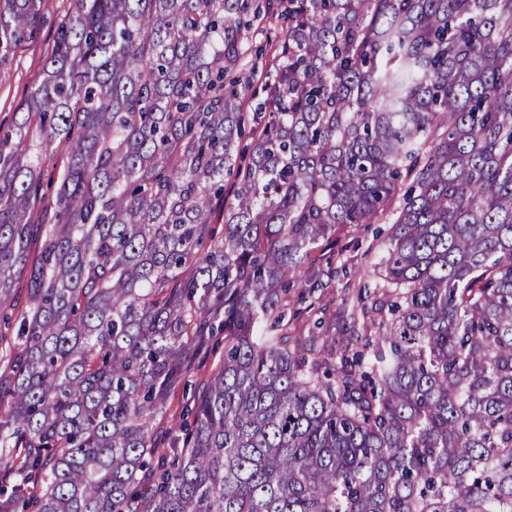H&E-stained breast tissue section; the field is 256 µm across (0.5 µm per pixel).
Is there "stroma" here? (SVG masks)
I'll list each match as a JSON object with an SVG mask.
<instances>
[{
    "mask_svg": "<svg viewBox=\"0 0 512 512\" xmlns=\"http://www.w3.org/2000/svg\"><path fill=\"white\" fill-rule=\"evenodd\" d=\"M69 7L68 0H43L36 28L25 43L0 64V124L9 125L14 112L30 85L38 80L60 20ZM387 223L364 224L340 234L336 252V276H323L321 298L309 295L307 287L294 289L287 309L288 333L301 349H320L324 337H332L337 347L350 340L349 313L358 302L362 269L378 262L386 252ZM222 355L219 347H210L208 360L187 372L171 394L167 410L170 419L185 418L198 394L202 379L211 372Z\"/></svg>",
    "mask_w": 512,
    "mask_h": 512,
    "instance_id": "1",
    "label": "stroma"
}]
</instances>
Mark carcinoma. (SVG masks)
Wrapping results in <instances>:
<instances>
[{"label": "carcinoma", "mask_w": 512, "mask_h": 512, "mask_svg": "<svg viewBox=\"0 0 512 512\" xmlns=\"http://www.w3.org/2000/svg\"><path fill=\"white\" fill-rule=\"evenodd\" d=\"M384 216L355 348L306 360L290 284ZM8 308L0 512H512V0H73L0 130ZM257 49V52L255 50ZM263 50L262 58L260 54L258 53L259 50ZM273 50L274 47L271 43V39L269 37V34L267 35L265 32H258L256 38L253 40V50L250 53L249 59L254 60V62L258 65V72H257V78L255 79L256 82L254 85L249 89L248 95H252V98H249L247 100V104L253 103L254 106L257 102L260 100H263L264 93L262 91V86L264 83H261L260 78L262 71L264 72L266 69V65H268L273 57ZM222 351L223 344L216 347L213 341L209 343L207 362L187 372L182 383L171 394L167 403L169 419L176 421L186 418L187 411L192 406L194 398L198 395L202 379H204L219 362Z\"/></svg>", "instance_id": "obj_1"}]
</instances>
